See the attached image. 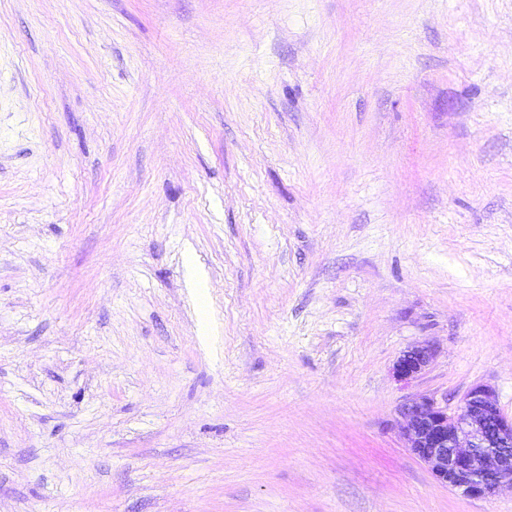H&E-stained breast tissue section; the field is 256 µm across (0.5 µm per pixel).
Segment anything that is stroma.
<instances>
[{"label":"stroma","instance_id":"35a3bbf8","mask_svg":"<svg viewBox=\"0 0 512 512\" xmlns=\"http://www.w3.org/2000/svg\"><path fill=\"white\" fill-rule=\"evenodd\" d=\"M476 384L512 0H0V512H512L397 424ZM433 352L427 345L413 347L407 350L397 360L393 375L398 381H408L416 377L432 360Z\"/></svg>","mask_w":512,"mask_h":512}]
</instances>
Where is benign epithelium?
<instances>
[{
	"mask_svg": "<svg viewBox=\"0 0 512 512\" xmlns=\"http://www.w3.org/2000/svg\"><path fill=\"white\" fill-rule=\"evenodd\" d=\"M427 345L403 353L393 368L399 381L416 377L432 360ZM409 451L441 484L469 499H485L512 486V417L498 407L492 389L472 386L453 414L434 395L412 399L400 411Z\"/></svg>",
	"mask_w": 512,
	"mask_h": 512,
	"instance_id": "1",
	"label": "benign epithelium"
}]
</instances>
